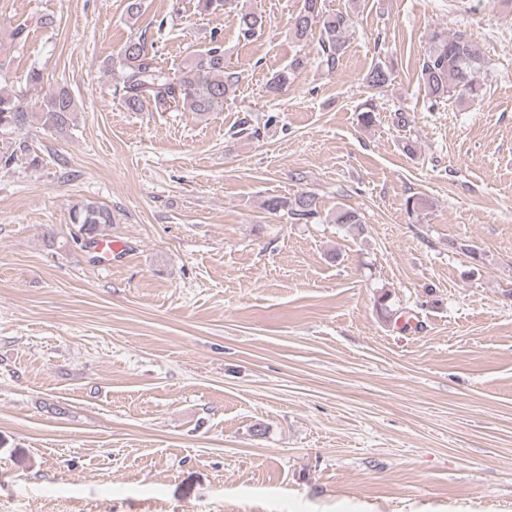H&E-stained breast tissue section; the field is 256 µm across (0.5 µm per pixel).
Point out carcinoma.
<instances>
[{"mask_svg": "<svg viewBox=\"0 0 512 512\" xmlns=\"http://www.w3.org/2000/svg\"><path fill=\"white\" fill-rule=\"evenodd\" d=\"M237 7L241 34L250 38L261 31V15L239 6V0H197L198 11L215 14ZM350 15L326 11L324 0H299V7L289 19V32L297 43L317 40L320 65L333 71L345 49V33L350 27ZM118 64L124 72L121 101L131 112H141L147 105L156 110L182 108L203 115L224 106L239 84L235 72L224 71V46L216 37L210 46L200 52L191 64L171 73L159 66L149 54L142 38L130 39L118 55ZM303 65L300 58L276 72L267 83L272 93L287 86L294 71ZM484 67V53L480 45L465 29L444 35L433 32L430 47L423 58L420 77L425 92L433 104L451 98L462 102L484 96L485 85L480 73ZM373 90H379L391 81L390 71L380 62L374 64L365 76ZM76 112V102L68 90L62 88L43 100L40 118L49 128L63 129ZM30 121L29 112L23 107L19 95L0 87V132H13ZM269 212L284 211L295 223L307 224L320 218L315 193L303 191L293 198L272 196L264 201ZM333 222L349 228L362 229L359 213L348 207L336 210ZM72 223L77 234L74 240L89 246L92 239L112 225V210L92 201H80L72 206Z\"/></svg>", "mask_w": 512, "mask_h": 512, "instance_id": "obj_1", "label": "carcinoma"}]
</instances>
